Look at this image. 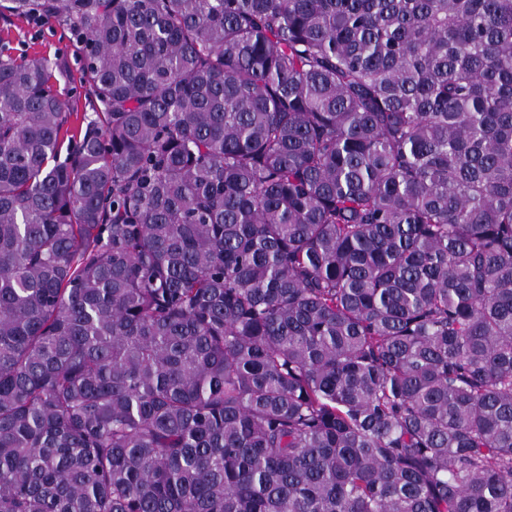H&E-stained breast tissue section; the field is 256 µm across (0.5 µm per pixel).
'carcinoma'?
I'll return each instance as SVG.
<instances>
[{"instance_id":"obj_1","label":"carcinoma","mask_w":512,"mask_h":512,"mask_svg":"<svg viewBox=\"0 0 512 512\" xmlns=\"http://www.w3.org/2000/svg\"><path fill=\"white\" fill-rule=\"evenodd\" d=\"M6 12L0 512H512V0ZM0 51L28 59L52 58L56 52L68 57L69 70L57 75L60 87L68 91V112H72L64 127L69 129L68 136L80 130L85 114L91 116L96 112L97 102L82 76L77 48L61 25L9 14L0 16Z\"/></svg>"}]
</instances>
